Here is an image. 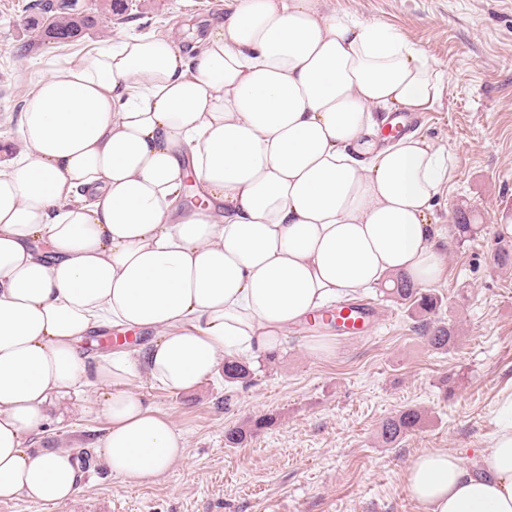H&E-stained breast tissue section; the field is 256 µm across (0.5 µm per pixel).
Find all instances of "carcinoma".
I'll list each match as a JSON object with an SVG mask.
<instances>
[{
	"label": "carcinoma",
	"mask_w": 512,
	"mask_h": 512,
	"mask_svg": "<svg viewBox=\"0 0 512 512\" xmlns=\"http://www.w3.org/2000/svg\"><path fill=\"white\" fill-rule=\"evenodd\" d=\"M34 9L37 10L34 22L41 28L44 36L50 39L75 38L92 24V20L82 15L68 0H60L56 5L51 0H37ZM391 294L417 319L418 330L433 349L448 351L454 348L458 340L457 327L453 321L447 322L439 317L442 299L438 294L422 291L403 275L395 278ZM250 376L251 370L246 363L235 357L224 360V381L246 384ZM421 421L422 414L419 410L407 408L401 411L383 424L382 441L387 445L396 443L419 427Z\"/></svg>",
	"instance_id": "1"
}]
</instances>
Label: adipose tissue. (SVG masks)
Here are the masks:
<instances>
[{"mask_svg": "<svg viewBox=\"0 0 512 512\" xmlns=\"http://www.w3.org/2000/svg\"><path fill=\"white\" fill-rule=\"evenodd\" d=\"M446 88L416 44L331 0H235L192 52L133 35L36 80L22 147L0 144V501L77 492L80 460L28 441L84 385L105 466L139 486L184 454L130 392L140 375L189 391L389 276L441 279L429 215L452 172L429 140L380 133ZM190 175L204 206L180 204ZM108 327L156 338L80 351ZM407 485L423 512H512V394L473 464L427 450Z\"/></svg>", "mask_w": 512, "mask_h": 512, "instance_id": "obj_1", "label": "adipose tissue"}]
</instances>
